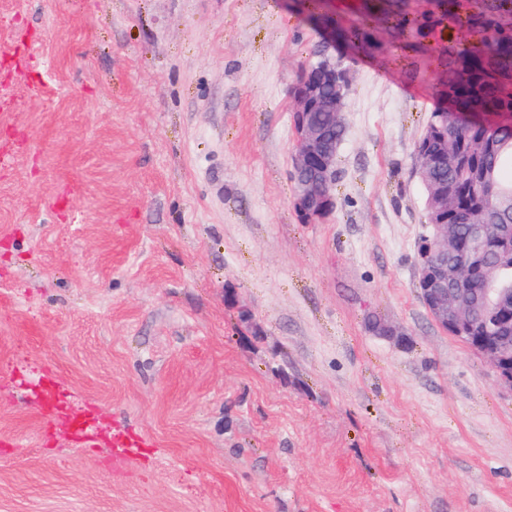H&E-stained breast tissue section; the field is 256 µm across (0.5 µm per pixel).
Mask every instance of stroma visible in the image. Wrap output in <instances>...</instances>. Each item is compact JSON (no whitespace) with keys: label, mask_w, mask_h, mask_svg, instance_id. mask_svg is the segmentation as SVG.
Listing matches in <instances>:
<instances>
[{"label":"stroma","mask_w":512,"mask_h":512,"mask_svg":"<svg viewBox=\"0 0 512 512\" xmlns=\"http://www.w3.org/2000/svg\"><path fill=\"white\" fill-rule=\"evenodd\" d=\"M306 7L0 0V512H512V392L417 288L415 148L482 0H319L367 42L314 224Z\"/></svg>","instance_id":"obj_1"}]
</instances>
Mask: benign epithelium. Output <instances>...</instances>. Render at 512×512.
Returning a JSON list of instances; mask_svg holds the SVG:
<instances>
[{
  "instance_id": "benign-epithelium-1",
  "label": "benign epithelium",
  "mask_w": 512,
  "mask_h": 512,
  "mask_svg": "<svg viewBox=\"0 0 512 512\" xmlns=\"http://www.w3.org/2000/svg\"><path fill=\"white\" fill-rule=\"evenodd\" d=\"M334 41H325L314 54L315 62L299 77L293 89L295 153L293 159L294 207L306 224L324 219L335 208V196L324 186L336 179V147L324 127L313 121L311 113L326 111L331 122L346 123L343 100L351 85V74L332 52ZM417 256V287L437 324L478 352L495 370L499 383L512 391V288L496 286V266L482 267L481 288H465L471 269L454 266L448 288V232L446 224H430ZM486 314L497 331L477 336L474 320Z\"/></svg>"
}]
</instances>
